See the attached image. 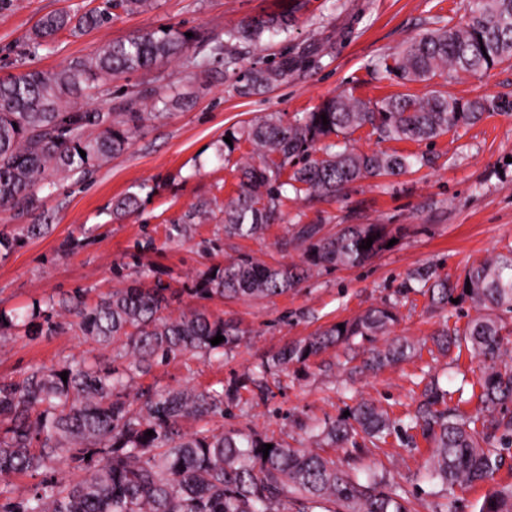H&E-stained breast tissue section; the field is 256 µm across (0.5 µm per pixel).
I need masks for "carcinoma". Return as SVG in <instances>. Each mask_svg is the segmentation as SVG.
<instances>
[{
    "instance_id": "obj_1",
    "label": "carcinoma",
    "mask_w": 512,
    "mask_h": 512,
    "mask_svg": "<svg viewBox=\"0 0 512 512\" xmlns=\"http://www.w3.org/2000/svg\"><path fill=\"white\" fill-rule=\"evenodd\" d=\"M155 0H115L126 14L151 10ZM112 21L106 8L79 16L56 11L43 16L30 35L38 49L60 31L92 30ZM288 32V15L252 19L201 41L176 28L147 30L108 42L93 54L59 68L31 69L0 78V208L37 210L43 197L61 182L95 172L125 152L146 121L161 117L147 112L145 91L118 108L91 107L87 90L97 81L148 70L157 63L186 57L195 76L208 71L211 59L224 69H239L241 46L257 48ZM512 60V0H470L464 21L446 22L412 39L376 64L383 79L402 84L431 80L448 68L481 76ZM306 56L283 57L267 67H250L237 75L236 91L249 96L272 88L301 68ZM498 105L483 99L463 100L435 94L387 96L375 103L337 94L310 112L284 120L273 112L224 131V160L246 142L258 161L236 165V197L224 205V234L254 238L274 221L288 193L295 198L335 196L348 184L368 177L399 176L420 159L386 152L364 153L348 138L359 129L387 141H433L481 121ZM329 124H322L321 115ZM86 156H81L80 152ZM143 198L129 192L113 204L119 219L138 211ZM210 203L191 205L173 225L185 238L193 226L209 220ZM49 224H23L12 234L0 233V256H8L25 238L40 237ZM372 238L370 248L362 241ZM394 235L385 224H348L333 235L320 224H294L282 242L301 251V260L271 266L243 254L212 267L190 289L200 299L266 298L291 291L315 269L359 267L387 251ZM411 280L427 289L442 306L457 299L469 303L476 316L462 334L444 330L434 338L442 351L463 342L484 363L477 395L481 408L469 414L458 399L441 407L445 393L425 385L415 413L404 424L375 404L358 402L347 417L324 427L321 434L344 446L355 436L371 444L406 428L432 443L429 479L443 486L491 482L512 450V358L501 335L496 311L512 310V251L470 266L451 281L428 269ZM470 292H465V289ZM169 288L161 281L134 279L121 288L88 301L76 292L49 298L43 321L25 324L28 336L50 334L74 326L99 342L124 339L123 368L102 366L73 357L61 367L35 366L18 380L0 378V512H408L402 496L375 478L362 483L309 449L272 443L268 457L260 452L269 440L241 432H224L209 424L224 418V399L233 392L192 388H147L131 392L139 375L184 352L224 354L237 341L235 329L205 309L174 316L168 313ZM397 321L396 306H372L344 329L333 325L285 347L260 365L262 370L301 363L330 347L356 338L374 342ZM224 341L212 345L216 335ZM407 343L373 349L363 368L377 370L406 358ZM68 373L62 380L60 373ZM203 423L191 434L182 422ZM154 431L151 437L145 436ZM79 463L81 474L60 480L54 472L64 455ZM36 479L23 499L12 496L8 479ZM479 512H512V486L493 490Z\"/></svg>"
}]
</instances>
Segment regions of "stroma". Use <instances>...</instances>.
<instances>
[{
	"mask_svg": "<svg viewBox=\"0 0 512 512\" xmlns=\"http://www.w3.org/2000/svg\"><path fill=\"white\" fill-rule=\"evenodd\" d=\"M106 0H0V76L28 69H51L94 52L115 39L175 26L203 37L224 32L241 21L280 11L284 0H158L155 9L117 13L105 28L60 32L42 48L28 36L38 20L65 10L82 14ZM467 0H307L287 34L243 54L248 68L284 54L308 52L305 67L288 80L248 97L234 90L235 74L213 60L210 77L191 78L184 60L163 61L150 72H134L98 84L89 92L99 105H119L145 90L162 96L187 95L186 106L166 111L148 123L123 154L85 181L65 182L45 198L40 213L0 209V232L22 224L49 221L43 237L27 240L0 259V310L32 314L37 302L59 293L83 290L88 300L124 286L137 277L162 280L174 292L172 314L206 306L238 330V340L223 355L186 353L137 377L136 386L234 389L222 424L267 436L293 448H309L335 461L359 479L385 478L408 497L411 512H479L487 485L443 488L430 481L425 462L430 445L389 437L380 447H331L312 438L313 428L342 417L360 399L373 400L391 417L414 410L423 372H431L443 389L461 380L476 381L481 365L466 347L433 352L432 335L449 327L465 329L475 312L469 304L442 310L421 289L408 287L411 274L431 269L457 279L473 263L512 250V61L482 77L443 72L432 80L406 86L379 78L374 63L405 42L433 28L437 17L460 20ZM407 92L420 98L449 97L502 103L476 125L449 132L434 143L379 141L368 129L356 131L352 145L360 151L416 154L426 163L415 172L351 183L337 196L312 201L288 199L278 220L257 238L224 233V205L237 190L236 164L249 146L219 164L215 148L226 129L269 112L284 118L307 112L324 98L345 92L365 100ZM152 189L140 212L113 219V201L139 186ZM207 199L213 216L197 225L193 237H170L173 221L192 204ZM319 224L335 233L343 224H388L395 245L370 263L355 268H323L300 288L264 299L206 302L188 293L211 266L248 254L271 265L299 262L301 253L284 248L290 225ZM382 303L398 306V320L388 340L414 345L412 358L365 371L369 343L339 345L305 363L272 368L262 387L243 385L244 377L286 345L353 318ZM120 342L96 343L71 327L30 339L0 333V378H21L31 367L86 357L103 365L120 364Z\"/></svg>",
	"mask_w": 512,
	"mask_h": 512,
	"instance_id": "stroma-1",
	"label": "stroma"
}]
</instances>
